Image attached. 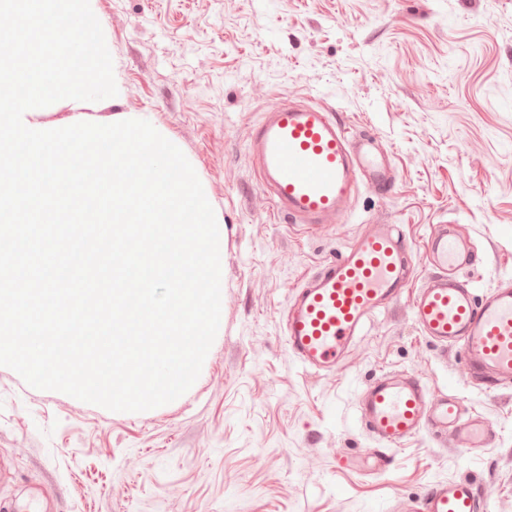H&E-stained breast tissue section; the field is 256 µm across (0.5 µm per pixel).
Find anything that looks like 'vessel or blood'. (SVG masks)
Wrapping results in <instances>:
<instances>
[{"label": "vessel or blood", "instance_id": "obj_1", "mask_svg": "<svg viewBox=\"0 0 512 512\" xmlns=\"http://www.w3.org/2000/svg\"><path fill=\"white\" fill-rule=\"evenodd\" d=\"M247 150L278 214L316 229L341 216L358 188L388 196L393 159L374 136L350 130L339 114L311 102L283 104L250 131ZM429 271L413 285L416 258L392 224H368L336 258L292 294L283 318L290 351L303 369L327 372L351 352L368 324L410 296L417 329L441 352L458 351L462 376L484 391L512 389V283L479 291L462 268L482 260L457 225H435L426 243ZM357 414L377 442L374 466L386 471L391 449L420 433L437 447H488L491 422L460 398L430 391L412 371L385 372L361 390ZM475 479L435 484L397 512H486Z\"/></svg>", "mask_w": 512, "mask_h": 512}]
</instances>
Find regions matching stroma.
Masks as SVG:
<instances>
[{
	"mask_svg": "<svg viewBox=\"0 0 512 512\" xmlns=\"http://www.w3.org/2000/svg\"><path fill=\"white\" fill-rule=\"evenodd\" d=\"M121 92L39 109L48 128L149 121L194 167L224 229L221 321L192 387L112 412L0 366V503L8 512H389L440 481L476 479L512 512V396L467 387L407 301L378 315L335 370L291 356L292 292L386 213L425 266L434 225L486 250L479 289L512 280V0H90ZM309 100L392 148L388 198L359 189L340 222L291 231L246 150L252 124ZM418 373L494 425L476 451L420 434L372 471L364 385Z\"/></svg>",
	"mask_w": 512,
	"mask_h": 512,
	"instance_id": "35a3bbf8",
	"label": "stroma"
}]
</instances>
